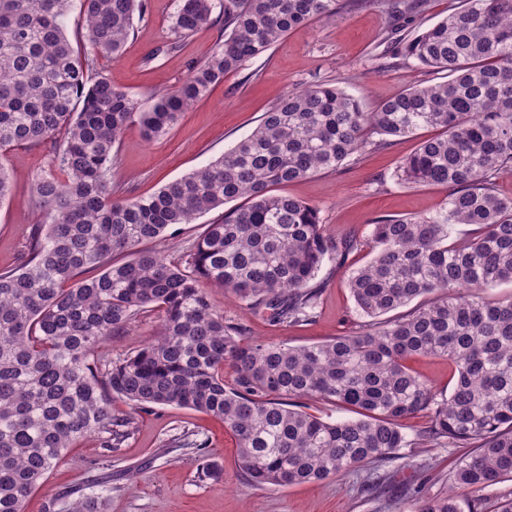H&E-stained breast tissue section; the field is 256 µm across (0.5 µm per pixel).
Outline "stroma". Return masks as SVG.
Returning <instances> with one entry per match:
<instances>
[{
  "label": "stroma",
  "mask_w": 512,
  "mask_h": 512,
  "mask_svg": "<svg viewBox=\"0 0 512 512\" xmlns=\"http://www.w3.org/2000/svg\"><path fill=\"white\" fill-rule=\"evenodd\" d=\"M145 3L122 57L99 62L115 86L142 100L179 84L192 65L224 39V21L217 18L190 38L176 41L175 0ZM389 31L390 17L380 0H347L339 14L293 29L245 69L227 74L160 139L147 141L139 122H130L113 148V185L122 196L155 193L231 148L288 91L315 82L332 83L361 96L370 109L409 85L446 80V73L390 58ZM429 135L424 129L393 139L383 149H370L345 161L336 171L284 186V193L319 209L328 235L351 234L361 241L343 262L322 267L314 322L277 326L223 291H212L225 319L244 324L250 339L296 347L328 340L359 325L362 318L347 283L352 272L371 258L367 239L372 224L432 215L445 203L446 190L411 186L398 178L402 159ZM5 165L11 189L0 204V270L19 266L30 227L45 221L35 205L33 188L48 168L49 153L44 147L27 146L13 151ZM160 320V312L142 314L127 333L109 344L110 354L119 357L151 342ZM112 413L134 415L130 437L112 450L103 448L96 435L80 439L51 471L44 487L27 499L26 512H70L73 503L95 493L102 482L109 490L99 500L100 512H415L414 487L423 480L430 492L446 490L447 463L461 454L457 448L417 445L429 422L421 413L403 423L411 446L400 449L399 460L381 467L388 475L385 491L367 489L361 469L344 478L299 486H256L247 480L236 439L221 420L175 406L141 412L121 398L113 399ZM186 433L203 443L202 451L175 445V438ZM214 463L223 470L216 481L204 475L207 465Z\"/></svg>",
  "instance_id": "1"
}]
</instances>
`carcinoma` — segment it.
Wrapping results in <instances>:
<instances>
[{
	"mask_svg": "<svg viewBox=\"0 0 512 512\" xmlns=\"http://www.w3.org/2000/svg\"><path fill=\"white\" fill-rule=\"evenodd\" d=\"M228 35L187 78L147 104L112 85L99 58H121L144 0H0V157L17 145L51 144V169L34 184L48 217L34 224L24 260L0 271V512H25L73 443L92 433L115 448L135 418L112 416V397L138 409L179 406L211 414L237 440L248 480L289 487L344 477L411 446L402 422L420 412L421 442L472 452L448 472V489L416 512H461L459 498L512 477V0H464L441 20L395 42L393 55L445 71L364 109L330 83L288 92L224 155L147 197L118 198L112 148L138 120L165 136L224 76L269 51L289 31L327 19L339 0H178L174 33L212 21ZM83 20L85 51L67 37ZM436 134L404 158L405 184L451 188L432 216L372 225L373 256L348 288L364 318L325 342L293 347L245 337L209 289L235 296L286 326L317 317L327 262L361 242L333 239L318 209L274 188L338 168L388 137ZM169 260L157 242L180 224L232 201ZM472 226L463 239L454 226ZM157 310V337L117 359L100 347ZM415 356L453 366L445 395L415 375ZM234 372L224 383V368ZM316 399L359 418L302 409Z\"/></svg>",
	"mask_w": 512,
	"mask_h": 512,
	"instance_id": "cac0c4a2",
	"label": "carcinoma"
}]
</instances>
